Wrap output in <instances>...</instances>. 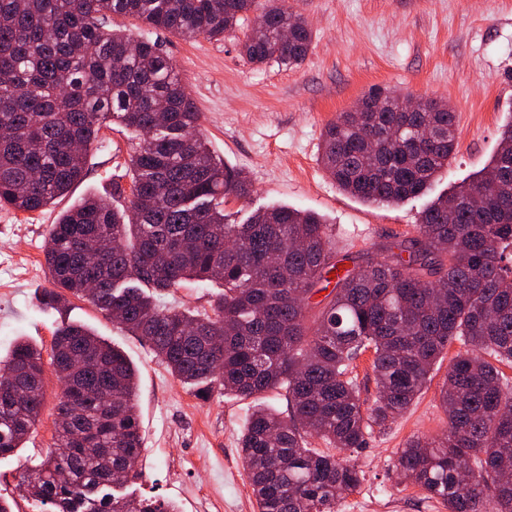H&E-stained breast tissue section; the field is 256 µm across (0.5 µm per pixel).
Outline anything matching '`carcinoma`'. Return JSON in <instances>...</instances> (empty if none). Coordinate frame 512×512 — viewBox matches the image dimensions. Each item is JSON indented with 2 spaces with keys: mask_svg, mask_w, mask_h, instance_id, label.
Segmentation results:
<instances>
[{
  "mask_svg": "<svg viewBox=\"0 0 512 512\" xmlns=\"http://www.w3.org/2000/svg\"><path fill=\"white\" fill-rule=\"evenodd\" d=\"M251 12L263 25L241 40L247 62L292 68L305 60L311 29L272 0H0V208L35 212L65 196L106 121L137 139L123 208L88 196L50 225L41 308L87 299L185 385L240 398L285 390L288 417L256 407L239 438L259 512H336L359 473L308 439L364 447L369 430L406 410L458 342L466 350L440 391L444 437L410 440L395 467L448 512H512V382L498 368L512 363V119L478 177L424 209L415 236L342 270L316 212L273 206L227 222L224 199L249 196L252 182L196 134L200 112L143 34L218 40ZM108 15L139 26L109 29ZM402 102L369 94L324 128L320 163L339 189L398 205L448 167L454 110L425 99L405 112ZM473 189L483 204H469ZM188 279L221 287L209 309L155 300ZM366 349L378 389L370 403L349 376ZM50 364L64 383L55 449L25 466L22 491L48 512H175L122 493L140 478L129 469L143 451L137 373L124 352L63 324ZM5 374L16 384L0 382V456L24 447L40 419L41 350L16 340L0 360Z\"/></svg>",
  "mask_w": 512,
  "mask_h": 512,
  "instance_id": "carcinoma-1",
  "label": "carcinoma"
}]
</instances>
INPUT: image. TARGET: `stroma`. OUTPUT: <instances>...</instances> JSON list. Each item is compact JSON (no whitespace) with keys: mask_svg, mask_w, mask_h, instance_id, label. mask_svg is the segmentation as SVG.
<instances>
[{"mask_svg":"<svg viewBox=\"0 0 512 512\" xmlns=\"http://www.w3.org/2000/svg\"><path fill=\"white\" fill-rule=\"evenodd\" d=\"M313 31L304 62L287 68L254 65L239 52L242 31L214 40L157 30L151 38L173 62L201 114L200 135L215 156L247 172L253 190L228 198L236 222L273 205L323 216L343 254V268L362 265L364 252L380 253L413 235L430 201L420 196L397 206H373L340 190L318 162L321 133L339 113L372 89L448 103L456 112L457 148L433 185L440 194L470 182L496 151L499 131L512 119V0H286ZM84 176L70 193L43 210L0 209V357L16 338L49 353L60 320L91 328L122 350L137 369V410L144 451L133 491L175 505L177 512H256L238 439L251 409L287 413L284 394L243 399L214 388L183 385L147 343L87 301L71 299L66 314L46 311L37 299L48 287L43 249L51 224L76 200L110 196L122 206L126 167L134 143L120 125L106 122ZM453 344L433 367L430 381L391 425L374 429L366 445L340 452L361 477L339 512H447L444 504L401 481L395 463L407 441L441 437L446 420L440 390ZM61 382L45 371L40 420L24 448L0 457V497L12 512H40L20 490L23 467L54 446Z\"/></svg>","mask_w":512,"mask_h":512,"instance_id":"1","label":"stroma"}]
</instances>
